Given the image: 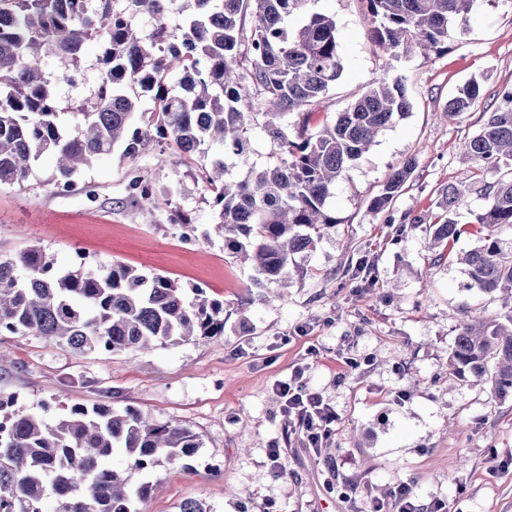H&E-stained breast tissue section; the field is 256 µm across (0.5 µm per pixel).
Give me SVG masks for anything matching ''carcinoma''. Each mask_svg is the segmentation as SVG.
I'll use <instances>...</instances> for the list:
<instances>
[{"label":"carcinoma","instance_id":"cac0c4a2","mask_svg":"<svg viewBox=\"0 0 512 512\" xmlns=\"http://www.w3.org/2000/svg\"><path fill=\"white\" fill-rule=\"evenodd\" d=\"M311 0H0V186L22 185L34 163L56 157L53 188L74 191V180L116 147L137 157L151 142L183 154L210 157L200 176L210 193L214 224L224 248L250 263L254 288L288 287L289 267L336 224L328 200L336 184L386 127L411 109L403 79L382 78L359 92L346 110L311 126L343 72L336 22L311 12ZM372 44L388 52L414 46L434 50L451 26L467 21L475 0H363ZM171 14L185 17L181 32ZM250 21L249 63L241 75L243 25ZM149 32L142 34L143 25ZM100 49L90 94L69 108L74 134L66 136L56 97L58 83L81 68L85 50ZM53 58L50 71L46 60ZM263 94L254 111L250 89ZM484 95L475 76L448 99L445 114L471 109ZM153 102L132 118L141 97ZM462 145L464 158L482 169L512 167V90ZM260 129L281 150L270 167L251 166L230 179L236 160L250 151ZM415 168L394 169L369 207L387 214ZM129 195L169 221L188 222L173 194H155L134 175ZM475 215L480 245L466 253L468 287L512 298V176L487 190ZM464 194L450 183L437 212L416 215L427 224L438 257L451 253L461 230L455 214ZM33 333L78 353L146 351L168 342L224 335V303L195 289L188 300L177 281L134 267L61 272L52 255L33 245L0 258V333ZM448 373L472 377L499 394L512 392V315L503 323L470 316L459 323ZM14 394H0V512H138L153 485L130 483L127 471L174 465L201 447L189 428L158 423L107 403L74 405L56 420L14 409ZM127 469L108 465L115 453Z\"/></svg>","mask_w":512,"mask_h":512}]
</instances>
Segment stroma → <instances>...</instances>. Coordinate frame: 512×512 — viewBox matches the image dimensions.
<instances>
[{"instance_id":"35a3bbf8","label":"stroma","mask_w":512,"mask_h":512,"mask_svg":"<svg viewBox=\"0 0 512 512\" xmlns=\"http://www.w3.org/2000/svg\"><path fill=\"white\" fill-rule=\"evenodd\" d=\"M333 16L344 70L322 114L344 111L384 75L405 80L410 113L376 137L337 187L334 228L292 269L287 287L251 289L247 264L224 247L199 176V160L148 144L133 159L113 151L84 170L80 190L56 192L53 155H43L23 185L0 187V257L37 244L58 270L76 269V251L94 267L157 272L224 303V333L148 352L79 354L33 334H1L0 391L17 407L58 417L61 406L90 405L115 391L113 407L177 422L201 446L182 463L135 471L151 482L140 512H367L392 503L399 484L416 502L443 512H512V393L496 395L448 374V353L463 314L505 316L512 307L467 286L458 258L478 246L474 216L497 172L465 179L462 144L502 106L512 89V0H476L447 44L419 53L378 55L362 0H316ZM484 97L468 112L443 114L471 76ZM416 168L393 204L394 223L369 208L393 169ZM140 172L156 192L174 191L192 221L190 238L167 213L133 202L127 185ZM462 183L456 220L463 232L438 258L419 213L434 211L439 189ZM368 262L367 286L358 271ZM302 384L335 411L327 447L306 448L294 415L275 393L294 367ZM278 459H271V449Z\"/></svg>"}]
</instances>
